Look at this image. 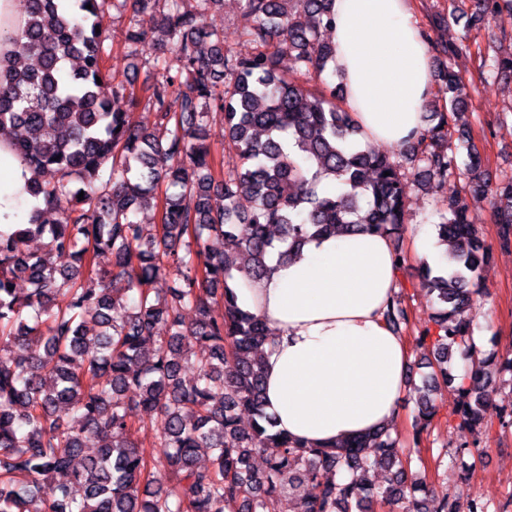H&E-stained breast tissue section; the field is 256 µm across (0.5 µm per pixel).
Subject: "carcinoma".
I'll return each mask as SVG.
<instances>
[{"instance_id": "obj_1", "label": "carcinoma", "mask_w": 512, "mask_h": 512, "mask_svg": "<svg viewBox=\"0 0 512 512\" xmlns=\"http://www.w3.org/2000/svg\"><path fill=\"white\" fill-rule=\"evenodd\" d=\"M333 2L241 0L239 53L224 51L223 33L198 22L223 0H29L16 29L0 37L9 46L0 49V131H9L5 143L31 174L23 192L42 203L28 223L0 224V512H266L268 500L303 484L311 490L305 512H393L403 503L406 512H488L475 496L451 501L427 489L412 471L411 450L388 429L310 448L275 429L266 412L261 354L269 336L239 306L237 280L261 278L270 255L286 264L338 230L394 241L405 223L399 162L362 149L336 92L313 85L334 61L325 37ZM129 3L134 16L155 22L175 57V66L139 87L105 75L106 37L96 32ZM469 8L486 43L506 36L495 22L512 13V0H470ZM431 49L444 58L425 105L434 125L407 152L435 187L457 177L465 193L492 195L499 240L512 247V179L493 186L485 178L476 145L456 125L466 89L451 63L457 49ZM285 54L295 62L288 74L280 68ZM477 54L512 81L511 56L489 64ZM116 98L154 111L155 126L113 109ZM209 105L223 110L221 133L238 157L221 180L200 122ZM48 173L54 179L41 180ZM330 176L346 190L321 194ZM160 182L175 188L160 223L134 221L135 207L152 204ZM241 196L253 203L247 215L236 207ZM47 212L58 214L56 223L43 222ZM206 234L232 250L209 249ZM44 235L47 252H28L29 240ZM437 235L450 253L446 268L419 267L438 308L416 421H433L429 394L452 382L454 348L470 362L455 413L471 433L512 358L496 366L483 357L461 318L488 257L464 197L448 199ZM105 254L114 262L102 270L97 258ZM163 267L175 286L160 293L153 283ZM18 280L28 285L22 296ZM383 318L396 330L408 323L402 298ZM186 335L198 351L183 349ZM188 366L190 381L181 377ZM130 390L135 398L126 401ZM139 406L159 419L151 454L134 441L131 412ZM243 411L251 414L248 430L240 427ZM92 436L99 447L87 454ZM259 452L267 461L256 471ZM202 454L207 467L198 466ZM157 463L164 483L154 477ZM372 469L388 473L384 485L369 482ZM45 478L55 483L50 500L39 496Z\"/></svg>"}]
</instances>
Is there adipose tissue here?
<instances>
[{"instance_id": "1", "label": "adipose tissue", "mask_w": 512, "mask_h": 512, "mask_svg": "<svg viewBox=\"0 0 512 512\" xmlns=\"http://www.w3.org/2000/svg\"><path fill=\"white\" fill-rule=\"evenodd\" d=\"M333 13L342 107L363 141L402 147L424 129L436 89L413 0H335ZM24 183L19 162L0 151V224L32 207ZM398 276L390 240L357 232L312 242L264 279L239 280L240 306L275 332L263 358L277 429L329 446L394 424L407 351L382 311Z\"/></svg>"}]
</instances>
